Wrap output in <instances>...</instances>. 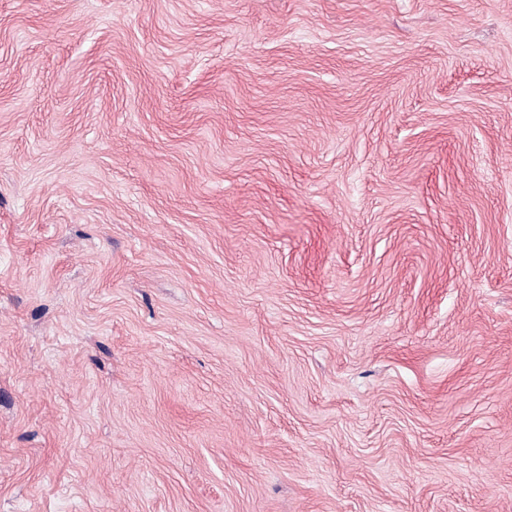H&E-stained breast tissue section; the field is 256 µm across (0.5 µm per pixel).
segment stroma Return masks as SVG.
I'll return each mask as SVG.
<instances>
[{"instance_id": "35a3bbf8", "label": "stroma", "mask_w": 512, "mask_h": 512, "mask_svg": "<svg viewBox=\"0 0 512 512\" xmlns=\"http://www.w3.org/2000/svg\"><path fill=\"white\" fill-rule=\"evenodd\" d=\"M0 512H512V0H0Z\"/></svg>"}]
</instances>
